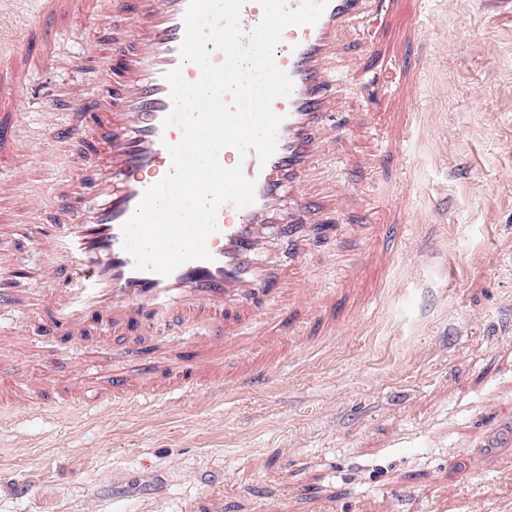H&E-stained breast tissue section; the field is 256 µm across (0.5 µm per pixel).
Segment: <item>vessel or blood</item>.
I'll list each match as a JSON object with an SVG mask.
<instances>
[{
  "label": "vessel or blood",
  "instance_id": "vessel-or-blood-1",
  "mask_svg": "<svg viewBox=\"0 0 512 512\" xmlns=\"http://www.w3.org/2000/svg\"><path fill=\"white\" fill-rule=\"evenodd\" d=\"M34 4L32 16L20 23L17 44L0 55V163L15 175L31 163L16 106L31 73L54 64L48 46L56 28L78 10L132 21L131 30L117 29L109 43L108 59L122 65L111 80L113 109L94 117L95 143L109 161L92 165L78 194L58 196L52 221L34 227L47 256L50 332L82 336L93 321L105 320L128 365L97 383L79 370L63 377L20 376L1 358L0 402L54 395L69 403L92 397L137 404L248 387L268 377L290 348L334 339L362 306L382 296L408 225L347 226L359 252L333 288H320L306 260L311 247L337 227L330 222L331 197L306 185L338 108L330 64L342 33L374 7L415 31L419 16L411 0H330L316 24L289 27L275 52L277 67L293 81L291 94L272 103L283 118L275 153L265 162L252 149L242 155L227 147L219 154L224 167L242 166L255 180V201L241 209L223 203L207 240L209 259L186 262L168 276L136 270L123 248L122 227L145 191L171 170L167 147L182 137L178 126L163 124L173 108L166 74L179 66L186 81L201 77L200 68L180 63L189 0ZM156 321L166 329L195 325L199 337L190 350L162 357L139 332Z\"/></svg>",
  "mask_w": 512,
  "mask_h": 512
}]
</instances>
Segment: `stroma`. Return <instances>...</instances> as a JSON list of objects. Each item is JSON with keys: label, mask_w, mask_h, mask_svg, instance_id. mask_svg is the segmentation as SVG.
Instances as JSON below:
<instances>
[{"label": "stroma", "mask_w": 512, "mask_h": 512, "mask_svg": "<svg viewBox=\"0 0 512 512\" xmlns=\"http://www.w3.org/2000/svg\"><path fill=\"white\" fill-rule=\"evenodd\" d=\"M411 40L367 14L331 66L342 119L330 130L311 191L336 193L338 224L411 227L383 297L334 341L292 350L265 381L223 397H171L115 411L0 406V512H503L512 507V443L488 420L512 409V0H416ZM113 21L76 13L55 40L57 65L30 76L18 110L34 160L0 195V270L17 304L0 330L25 329L21 373L65 374L78 361L106 379L110 338L46 336L50 292L28 232L87 168L88 116L71 95L103 67ZM413 85L397 103V87ZM75 128L45 158L46 110ZM415 116L408 149L386 139V115ZM384 155L383 168L372 167ZM338 236L313 248L320 287ZM29 492H22V485Z\"/></svg>", "instance_id": "stroma-1"}]
</instances>
